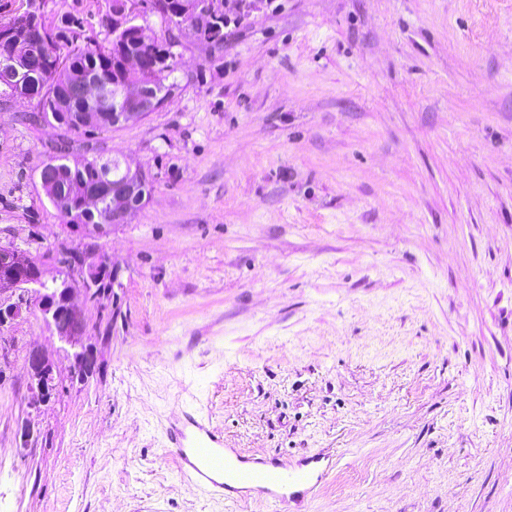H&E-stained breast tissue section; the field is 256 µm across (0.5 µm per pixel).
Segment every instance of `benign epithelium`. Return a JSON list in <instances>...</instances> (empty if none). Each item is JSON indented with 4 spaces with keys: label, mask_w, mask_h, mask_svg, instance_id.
<instances>
[{
    "label": "benign epithelium",
    "mask_w": 512,
    "mask_h": 512,
    "mask_svg": "<svg viewBox=\"0 0 512 512\" xmlns=\"http://www.w3.org/2000/svg\"><path fill=\"white\" fill-rule=\"evenodd\" d=\"M43 0H27V29L41 32L47 25ZM229 7L227 0H208L204 12L194 8V22L203 25L208 15L225 13ZM139 0H122L121 5L112 9V36L122 35L126 42L118 48L121 59L120 69L124 80L112 93V111L69 112L67 108L77 99L88 107L103 105L107 100L106 90L93 77L79 74L62 93H52L50 108L55 110L57 127L82 129L96 125L102 117H107L112 127L117 128L145 119L161 105L155 83L146 82L140 72L139 53L127 42L130 28L137 29V35L152 33L147 15L141 11ZM1 42H10L13 53L0 63L11 71H18L27 64L25 57L24 34L18 31H3ZM121 176L108 183L94 184L87 188L83 212L107 207L112 213V224L83 223L84 217L77 216L69 197L54 186L50 176V166L43 164L39 171L42 190L54 208L68 221L66 228L72 233L108 234L111 226L126 223L127 218L142 208L150 193L149 173L131 158L120 160ZM63 266L69 275L61 284L52 288L45 281L42 264L27 251L14 244H0V329L15 324L23 314L33 308L39 309L47 327L58 339L75 348L73 367H89L96 361L91 347L83 345L79 336L84 327L80 308L74 302V292L80 290L85 298L103 303L108 291L99 287L107 273H116L118 265L112 257L101 253L60 251ZM27 373V405L37 412L56 397L62 383L56 373L49 354L39 348L30 349L24 358Z\"/></svg>",
    "instance_id": "obj_1"
}]
</instances>
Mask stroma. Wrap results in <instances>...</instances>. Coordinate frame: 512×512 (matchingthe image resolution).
I'll return each mask as SVG.
<instances>
[{"instance_id": "stroma-1", "label": "stroma", "mask_w": 512, "mask_h": 512, "mask_svg": "<svg viewBox=\"0 0 512 512\" xmlns=\"http://www.w3.org/2000/svg\"><path fill=\"white\" fill-rule=\"evenodd\" d=\"M104 41L105 0H46ZM177 87L86 136L0 99V241L92 246L112 305L81 303L84 381L31 310L0 337V512H512V0H260L222 51L180 36ZM128 155L146 204L71 236L38 168ZM38 346L62 381L24 395ZM323 479L275 505L202 491L171 426ZM37 439L18 453V431Z\"/></svg>"}]
</instances>
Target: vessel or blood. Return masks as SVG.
I'll list each match as a JSON object with an SVG mask.
<instances>
[{"label": "vessel or blood", "instance_id": "1", "mask_svg": "<svg viewBox=\"0 0 512 512\" xmlns=\"http://www.w3.org/2000/svg\"><path fill=\"white\" fill-rule=\"evenodd\" d=\"M173 453L180 471L203 490L229 491L231 482L245 485L264 494L275 503L288 501L287 489L304 480L288 467L258 460L252 467L232 466L234 449L225 447L222 432L196 419H186L184 426L170 433Z\"/></svg>", "mask_w": 512, "mask_h": 512}]
</instances>
